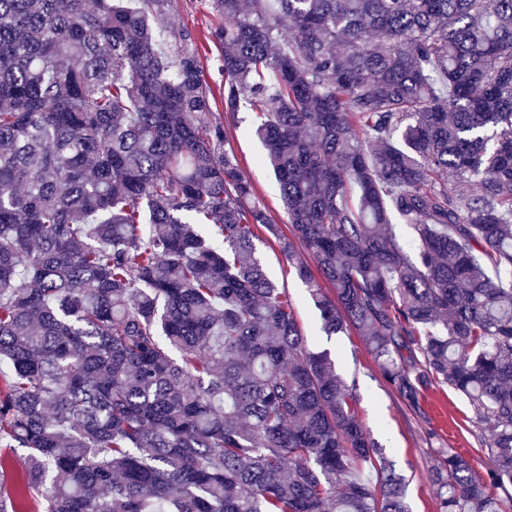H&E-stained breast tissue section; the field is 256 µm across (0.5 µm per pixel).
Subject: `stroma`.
<instances>
[{
    "instance_id": "obj_1",
    "label": "stroma",
    "mask_w": 512,
    "mask_h": 512,
    "mask_svg": "<svg viewBox=\"0 0 512 512\" xmlns=\"http://www.w3.org/2000/svg\"><path fill=\"white\" fill-rule=\"evenodd\" d=\"M220 18L211 0H172L165 23L175 31L191 32L203 62V77L213 92H220L224 77L219 70L218 50L207 38ZM250 108H240L229 120L226 147L238 158L240 173L255 188L281 231L290 226L278 185L266 161L262 144L248 135L252 122ZM256 247L268 275L287 290L294 315L310 345L330 350L337 374L353 386L357 416L364 430L385 448L396 471L409 481L407 502L411 512H438L437 488L429 470L439 448H454L469 457L476 472L486 474L491 463L474 434L467 400L446 386L424 391L418 407H411L390 389L363 338L347 331L327 337L320 329V314L311 303L305 286L297 278L277 240L266 230H258ZM436 439H428V430Z\"/></svg>"
}]
</instances>
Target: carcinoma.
I'll return each instance as SVG.
<instances>
[{
	"label": "carcinoma",
	"instance_id": "cac0c4a2",
	"mask_svg": "<svg viewBox=\"0 0 512 512\" xmlns=\"http://www.w3.org/2000/svg\"><path fill=\"white\" fill-rule=\"evenodd\" d=\"M213 5L224 111H253L289 237L169 0H0V512H409L260 226L325 335L355 329L413 406L468 400L491 468L441 449L439 512H502L512 0Z\"/></svg>",
	"mask_w": 512,
	"mask_h": 512
}]
</instances>
